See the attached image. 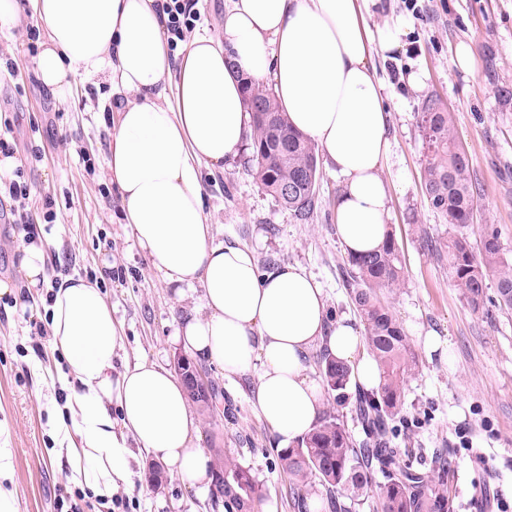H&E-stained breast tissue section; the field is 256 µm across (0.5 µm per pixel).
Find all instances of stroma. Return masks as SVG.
<instances>
[{"instance_id": "stroma-1", "label": "stroma", "mask_w": 512, "mask_h": 512, "mask_svg": "<svg viewBox=\"0 0 512 512\" xmlns=\"http://www.w3.org/2000/svg\"><path fill=\"white\" fill-rule=\"evenodd\" d=\"M414 17L405 0H369L367 21L378 27L403 17L410 29L402 50L378 61L391 113V146L382 168L391 197L387 223L395 235L404 270L402 283L384 290L383 301L413 341L419 361L405 389L398 416L405 422L395 448H420L426 456L447 453L453 465L448 484L454 512H497L512 507V310L495 309L496 290L487 288L492 314L473 312L452 275L424 240L448 239V224L430 208L421 172L427 160L419 112L435 99L451 112L457 141L480 186L474 218L466 233L478 243L486 226L500 233L512 258V0H418ZM31 15L0 30V58L14 75L0 76V130L7 131L18 160L13 180L26 183L28 225L14 223L12 204L0 186V279L11 280L27 304L18 312L0 302V423L15 451L13 490L19 512H224L168 475L153 487L146 457L131 460L130 484L117 503L102 504L69 483L66 459L54 457L53 416L66 393L48 368L64 359L52 336H37L49 304L51 285L68 276L97 280L112 305V317L126 336L121 360L147 358L174 368L183 349L173 340L177 318L197 312L200 293L178 295L165 285L126 236L118 193L105 178L108 135L101 122L112 106L107 81L74 77V96L60 101L40 81V51L30 32ZM472 43L474 72L451 62L456 46ZM422 77L420 87L404 82ZM317 201L311 219L301 221L262 190L250 174L247 153L226 159L223 168L200 167L205 213L216 241L252 248L260 270L297 263L321 284L332 318L355 317L353 287L347 282V253L335 226L341 181L319 159ZM52 201L55 218L46 221L43 204ZM38 233L47 254L46 288H27L19 268L21 249ZM436 331L455 356L447 365L429 353L417 333ZM206 370L218 393L212 407L197 412L202 448H226L256 477L263 512H300L293 486L278 465L268 426L257 416L249 381H228L214 363ZM471 447L460 445L461 438Z\"/></svg>"}]
</instances>
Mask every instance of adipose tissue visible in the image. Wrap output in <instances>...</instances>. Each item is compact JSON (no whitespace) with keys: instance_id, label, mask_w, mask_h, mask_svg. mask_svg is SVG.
<instances>
[{"instance_id":"1","label":"adipose tissue","mask_w":512,"mask_h":512,"mask_svg":"<svg viewBox=\"0 0 512 512\" xmlns=\"http://www.w3.org/2000/svg\"><path fill=\"white\" fill-rule=\"evenodd\" d=\"M166 0H0V27L37 19V71L59 100L74 74L104 78L118 96L105 175L122 202V222L161 280L201 290L202 315L179 322L174 340L218 364L225 378L254 381L253 401L277 448L310 431L324 410L308 368L313 349L348 363L364 389L376 362L360 357L350 319H330L324 291L307 270L259 271L250 249L215 241L197 170L223 167L246 144L242 78L272 80L292 124L326 156L342 181L336 236L345 252L381 247L389 197L381 176L390 113L377 58L402 47L405 22L370 29L365 0H232L218 35H197L171 58ZM175 104H161L167 79ZM46 320L66 359V392L54 426L69 480L97 499L129 483L143 453L187 486L207 492L211 456L180 381L146 359L116 369L124 345L98 282L68 277L53 290Z\"/></svg>"}]
</instances>
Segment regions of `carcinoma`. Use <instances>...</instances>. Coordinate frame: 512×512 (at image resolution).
Listing matches in <instances>:
<instances>
[{
  "instance_id": "carcinoma-1",
  "label": "carcinoma",
  "mask_w": 512,
  "mask_h": 512,
  "mask_svg": "<svg viewBox=\"0 0 512 512\" xmlns=\"http://www.w3.org/2000/svg\"><path fill=\"white\" fill-rule=\"evenodd\" d=\"M249 99L275 111L277 121L274 136L250 126L247 151L251 175L274 198L279 186L300 183L299 194L281 205L295 216L307 218L313 213L317 195L315 146L289 123L272 85L244 81V100ZM421 128L429 151L422 173L429 205L446 223L463 228L471 221L479 188L472 178L468 157L456 150L452 114L428 102L422 107ZM434 250L448 263L456 288L472 310L485 309L486 280L491 274L496 277L499 309H512V262L505 257L496 228L485 227L476 250L461 233L434 245ZM348 265V276L355 283L352 302L363 319L369 353L380 369L378 386L358 395L353 407L365 439L362 447H356L339 416L326 410L295 447L278 453L279 465L292 479L299 502L316 478L333 501L339 492L357 495L366 490L374 474L380 472L386 478L380 486V512H453L448 461L436 457L424 471L400 461L401 455H413L415 450L406 448L401 452L390 447V421L403 406L407 378L418 369L408 337L381 300L384 289L394 288L403 280L394 235L388 234L375 252L349 256ZM318 365L336 400L346 398L351 367L324 355ZM212 452L213 478L224 477V512H258L263 494L251 470L224 448Z\"/></svg>"
}]
</instances>
